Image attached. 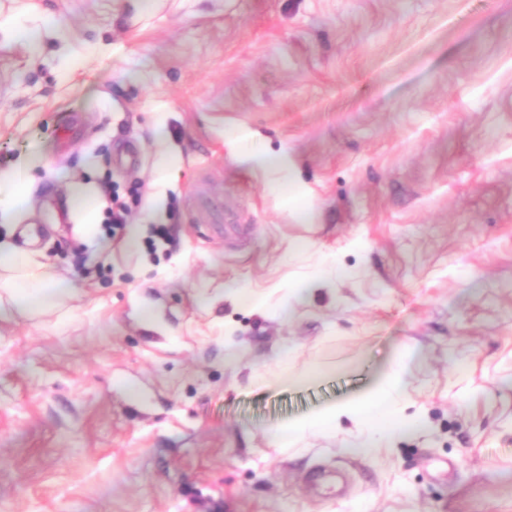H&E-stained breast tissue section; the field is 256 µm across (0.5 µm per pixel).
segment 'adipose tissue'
Listing matches in <instances>:
<instances>
[{"label": "adipose tissue", "mask_w": 512, "mask_h": 512, "mask_svg": "<svg viewBox=\"0 0 512 512\" xmlns=\"http://www.w3.org/2000/svg\"><path fill=\"white\" fill-rule=\"evenodd\" d=\"M224 138L235 163L263 174L272 192L286 194L290 200L299 202L300 207L295 211L297 219L303 224L312 223L310 193L296 176L297 161L291 153L285 150L268 153L256 146L251 131L240 126L225 129ZM34 166V161L24 159L11 170L0 172L1 222L12 223L22 207L30 203L35 186ZM72 295V288L57 280L34 255L9 241H0V319L17 314L39 315L60 306ZM411 377V364L400 362L369 395L270 429L271 445L293 448L305 434L335 431L346 420L362 430V438L356 445L360 451L412 432L419 427V419L404 416L398 406L399 401L407 397Z\"/></svg>", "instance_id": "adipose-tissue-1"}]
</instances>
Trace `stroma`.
<instances>
[{
    "label": "stroma",
    "instance_id": "1",
    "mask_svg": "<svg viewBox=\"0 0 512 512\" xmlns=\"http://www.w3.org/2000/svg\"><path fill=\"white\" fill-rule=\"evenodd\" d=\"M0 15L46 28L38 57L0 30V171L40 161L0 236L77 290L67 319L0 320V512H512V0ZM232 125L296 157L313 223L234 164ZM88 180L128 210L100 253L66 217ZM324 256L351 277L281 318ZM284 346L309 384L252 377ZM411 358L417 432L269 446Z\"/></svg>",
    "mask_w": 512,
    "mask_h": 512
}]
</instances>
